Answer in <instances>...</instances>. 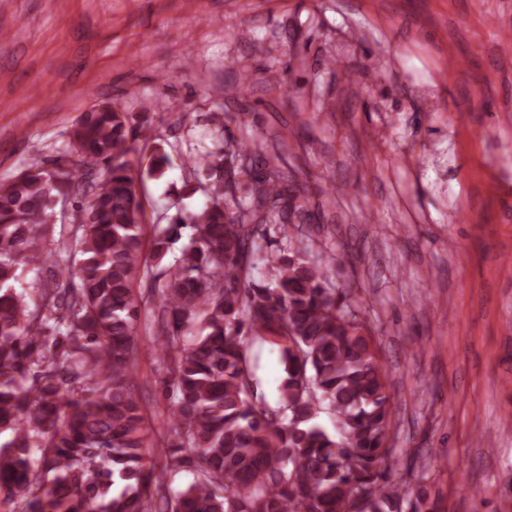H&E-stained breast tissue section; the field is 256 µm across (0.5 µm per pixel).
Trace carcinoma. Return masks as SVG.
Returning a JSON list of instances; mask_svg holds the SVG:
<instances>
[{
    "mask_svg": "<svg viewBox=\"0 0 512 512\" xmlns=\"http://www.w3.org/2000/svg\"><path fill=\"white\" fill-rule=\"evenodd\" d=\"M228 95L248 111L243 82ZM152 121L148 108L136 126L94 108L69 133L77 160L0 184V497L11 512H402L405 494L388 482L391 395L357 301L301 247L267 254L268 280L252 277L267 225L303 231L320 194L284 177L275 155L253 171L265 143L232 138L222 180L203 189L208 203L172 217L148 254L137 180L162 177L170 157L156 147L136 174L128 154L135 134L150 140ZM79 194L51 236V202ZM186 221L190 244L149 285L175 421L157 472L135 383L148 312L134 288ZM49 260L68 287L18 290ZM258 341L280 349L279 411L255 397ZM322 411L335 433L315 423ZM184 467L194 480L174 491L166 477Z\"/></svg>",
    "mask_w": 512,
    "mask_h": 512,
    "instance_id": "1",
    "label": "carcinoma"
}]
</instances>
